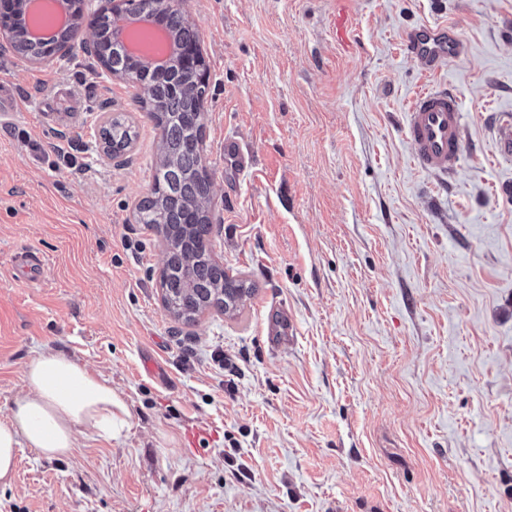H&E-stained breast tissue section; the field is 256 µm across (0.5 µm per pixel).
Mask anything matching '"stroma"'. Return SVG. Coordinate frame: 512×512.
Masks as SVG:
<instances>
[{
    "label": "stroma",
    "instance_id": "obj_1",
    "mask_svg": "<svg viewBox=\"0 0 512 512\" xmlns=\"http://www.w3.org/2000/svg\"><path fill=\"white\" fill-rule=\"evenodd\" d=\"M180 8L208 68L212 255L256 291L231 316L173 318L163 237L137 221L161 140L140 86L87 30L57 63L1 47L0 418L55 348L131 419L62 460L20 449L0 512H512V0ZM424 23L463 42L428 74L404 49ZM425 85L463 101L445 174L406 139ZM116 115L136 137L110 166L97 138ZM31 251L35 282L15 267Z\"/></svg>",
    "mask_w": 512,
    "mask_h": 512
}]
</instances>
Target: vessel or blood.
Returning <instances> with one entry per match:
<instances>
[{
  "instance_id": "b4317fda",
  "label": "vessel or blood",
  "mask_w": 512,
  "mask_h": 512,
  "mask_svg": "<svg viewBox=\"0 0 512 512\" xmlns=\"http://www.w3.org/2000/svg\"><path fill=\"white\" fill-rule=\"evenodd\" d=\"M408 55L429 72L457 58L461 44L444 25H423L404 41ZM406 137L414 148V162L424 171H452L463 151L462 101L445 87H423L412 96L407 108Z\"/></svg>"
}]
</instances>
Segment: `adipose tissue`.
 Returning a JSON list of instances; mask_svg holds the SVG:
<instances>
[{
    "mask_svg": "<svg viewBox=\"0 0 512 512\" xmlns=\"http://www.w3.org/2000/svg\"><path fill=\"white\" fill-rule=\"evenodd\" d=\"M23 380L25 393L0 419V485L13 480L19 449L59 459L71 453L77 434L109 441L129 424V408L111 383L61 351L31 355Z\"/></svg>",
    "mask_w": 512,
    "mask_h": 512,
    "instance_id": "obj_1",
    "label": "adipose tissue"
}]
</instances>
